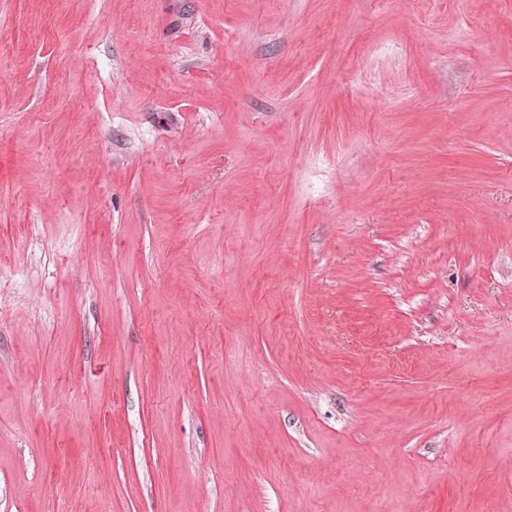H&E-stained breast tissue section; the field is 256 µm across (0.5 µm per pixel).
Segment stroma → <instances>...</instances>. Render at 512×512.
<instances>
[{
  "label": "stroma",
  "mask_w": 512,
  "mask_h": 512,
  "mask_svg": "<svg viewBox=\"0 0 512 512\" xmlns=\"http://www.w3.org/2000/svg\"><path fill=\"white\" fill-rule=\"evenodd\" d=\"M0 512H512V0H0Z\"/></svg>",
  "instance_id": "obj_1"
}]
</instances>
